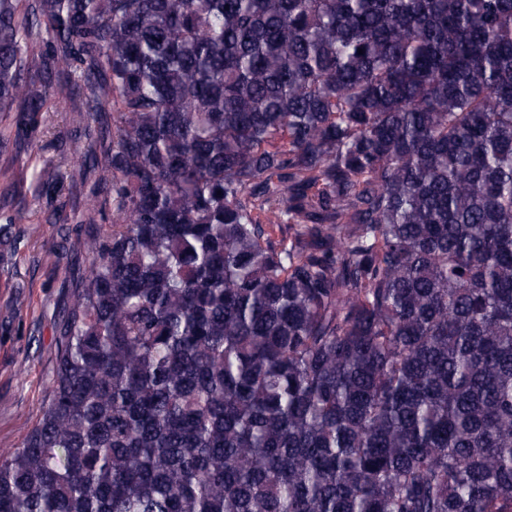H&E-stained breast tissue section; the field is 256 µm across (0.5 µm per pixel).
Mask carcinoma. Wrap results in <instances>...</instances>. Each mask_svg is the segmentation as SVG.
<instances>
[{
  "label": "carcinoma",
  "instance_id": "1",
  "mask_svg": "<svg viewBox=\"0 0 512 512\" xmlns=\"http://www.w3.org/2000/svg\"><path fill=\"white\" fill-rule=\"evenodd\" d=\"M60 96L86 265L0 512H512V0H0V147Z\"/></svg>",
  "mask_w": 512,
  "mask_h": 512
}]
</instances>
